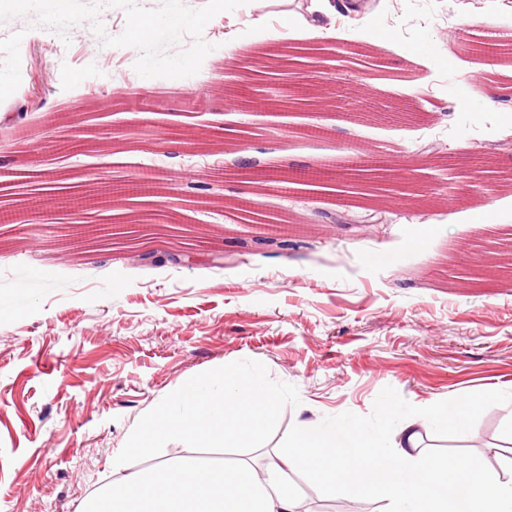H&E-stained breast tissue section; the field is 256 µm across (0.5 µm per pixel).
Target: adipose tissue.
Returning a JSON list of instances; mask_svg holds the SVG:
<instances>
[{"label":"adipose tissue","mask_w":512,"mask_h":512,"mask_svg":"<svg viewBox=\"0 0 512 512\" xmlns=\"http://www.w3.org/2000/svg\"><path fill=\"white\" fill-rule=\"evenodd\" d=\"M278 408L255 375L225 370L209 383L186 381L130 429L128 448L112 458L113 471L125 477L101 493L90 512H296L298 501L283 477L290 466L310 469L331 494L389 501L392 512H512V476L491 477L467 462L417 456L426 424L464 431L475 408L469 401L403 418L389 439L347 425L322 429L301 422L285 456L264 478L249 467H214L194 456L148 471L127 470L129 451L152 454L175 437L209 448L248 447Z\"/></svg>","instance_id":"ef3b65f1"}]
</instances>
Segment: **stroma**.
Returning a JSON list of instances; mask_svg holds the SVG:
<instances>
[{
  "instance_id": "35a3bbf8",
  "label": "stroma",
  "mask_w": 512,
  "mask_h": 512,
  "mask_svg": "<svg viewBox=\"0 0 512 512\" xmlns=\"http://www.w3.org/2000/svg\"><path fill=\"white\" fill-rule=\"evenodd\" d=\"M376 23L407 52L353 43L379 70H354L334 55H313L325 95H343L359 125L336 106L288 109L235 103L222 55L229 28L263 20L280 29L306 0H250L215 16L203 39L214 49L185 78H144L131 47L101 46L90 23L68 40L32 28V15L0 26L21 30V83L0 102V185L44 170L49 188L86 179L161 177L172 205L117 206L98 251L81 256L58 240L25 238L0 224V512H80L113 481L112 455L129 428L186 380L221 370L259 375L280 400L273 422L249 448H201L177 439L155 454L133 453L131 469L192 455L235 466L280 456L299 422L347 424L390 433V418L421 415L460 400L477 402L465 434L423 430L426 459L463 458L506 475L512 422V277L464 274L480 239L512 230V123L483 112L470 87L478 58L458 50L461 27L476 38L512 33V0L488 15L484 0H369ZM439 61L436 69L423 65ZM423 76L408 91L407 66ZM466 101L470 110H458ZM92 131L127 120L152 130L155 144L119 137L81 154H52L45 129ZM358 145L417 171L422 199L395 206L370 197L339 200L335 190L280 193L245 188L246 158L304 168ZM124 161H113L115 151ZM486 157L505 178L494 195L448 200L449 162ZM247 192L277 224H299L295 250L239 248L235 213L219 198ZM489 209L487 223L469 213ZM151 222L153 247L182 251L181 262L142 265L144 239L115 235L130 214Z\"/></svg>"
}]
</instances>
